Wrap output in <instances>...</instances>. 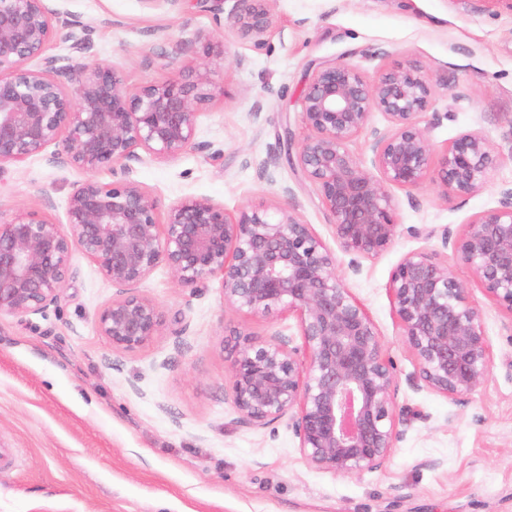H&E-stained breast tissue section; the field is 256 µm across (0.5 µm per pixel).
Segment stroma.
Returning a JSON list of instances; mask_svg holds the SVG:
<instances>
[{
  "label": "stroma",
  "instance_id": "1",
  "mask_svg": "<svg viewBox=\"0 0 512 512\" xmlns=\"http://www.w3.org/2000/svg\"><path fill=\"white\" fill-rule=\"evenodd\" d=\"M88 29L73 53L67 27L47 52L118 68L128 86L164 82L181 41L207 35L215 97L198 120L194 148L135 164L132 179L161 210L206 197L235 214L288 205L335 245L317 186L295 165L308 130L300 96L317 67L346 64L368 82L414 65L432 96L418 125L436 151L466 133L499 156L479 191L442 198L436 183L390 187L399 232L373 258L338 253L337 272L374 320L399 383L406 424L386 468L348 477L312 468L287 420L236 424L230 399L233 337L273 335L300 344L297 320L225 306L219 280L191 290L158 267L139 286L165 318L161 336L113 352L95 314L114 289L81 252L46 315L0 318V512H512V316L464 265L455 272L484 313L488 383L452 401L407 383L415 363L390 296L408 253L446 257L457 236L512 189V0H273L272 32L254 49L225 28L208 0L175 8L147 0H50ZM179 64V65H180ZM86 172L34 155L0 170V219L22 206L62 224ZM431 231L412 236L411 228Z\"/></svg>",
  "mask_w": 512,
  "mask_h": 512
}]
</instances>
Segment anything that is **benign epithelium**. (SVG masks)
<instances>
[{"label": "benign epithelium", "mask_w": 512, "mask_h": 512, "mask_svg": "<svg viewBox=\"0 0 512 512\" xmlns=\"http://www.w3.org/2000/svg\"><path fill=\"white\" fill-rule=\"evenodd\" d=\"M272 0H233L224 26L254 47L266 44ZM47 0H0V169L44 152L53 164L90 174L67 203V222L33 208L0 225V317L46 315L71 273L74 251L116 288L95 315L114 352H131L162 332L157 303L136 285L166 266L184 288L217 278L237 312L294 315L302 344L236 334L230 399L238 422L262 429L286 417L316 470L336 477L386 467L401 440L398 381L375 322L336 272V252L288 208L236 215L209 198H185L159 220L158 200L130 178L144 157L174 159L194 145L197 121L214 98L206 64L181 68L165 82L130 89L106 64H60L46 55L56 35ZM41 59L31 69L30 60ZM429 80L409 65L369 83L354 67L321 66L301 97L309 135L296 163L314 182L333 220L339 249L372 258L394 242L399 224L388 187L422 186L433 146L417 116L429 104ZM389 128L373 142L376 172L363 168L350 141L374 112ZM499 160L489 142L464 134L445 148L435 181L443 196L479 190ZM107 171L112 179L95 177ZM456 263L512 315V191L480 212L453 240ZM389 294L416 364L408 376L456 401L491 373L484 317L454 266L426 249L411 252L391 275Z\"/></svg>", "instance_id": "benign-epithelium-1"}]
</instances>
